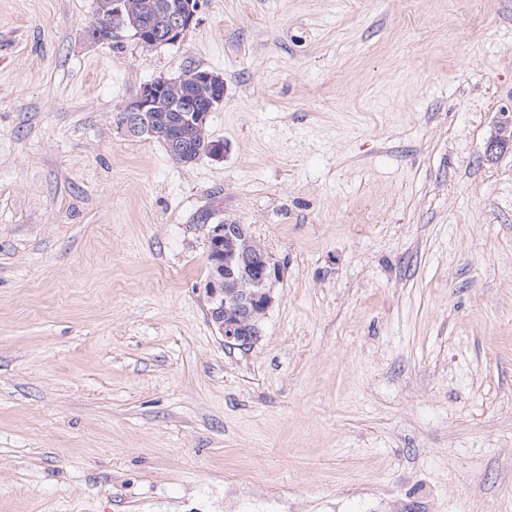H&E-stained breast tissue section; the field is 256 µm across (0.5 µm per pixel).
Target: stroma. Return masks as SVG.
<instances>
[{
    "label": "stroma",
    "mask_w": 512,
    "mask_h": 512,
    "mask_svg": "<svg viewBox=\"0 0 512 512\" xmlns=\"http://www.w3.org/2000/svg\"><path fill=\"white\" fill-rule=\"evenodd\" d=\"M0 0V512H512V0ZM224 77L220 160L114 120ZM281 269L250 349L205 210ZM94 13L93 23L89 25L87 36L94 42L119 38L124 33L118 21L127 8L125 0H110ZM91 26V27H90ZM131 2L133 3L132 16L127 15L125 19L131 30L137 27L150 31L161 24L164 16V5L168 0H131ZM199 8L198 0H174L169 2L167 3L163 22L156 33L148 39L138 30L133 38L143 46L150 48L179 43L182 41L184 33L198 23L197 13ZM186 34L184 38L187 36Z\"/></svg>",
    "instance_id": "1"
}]
</instances>
